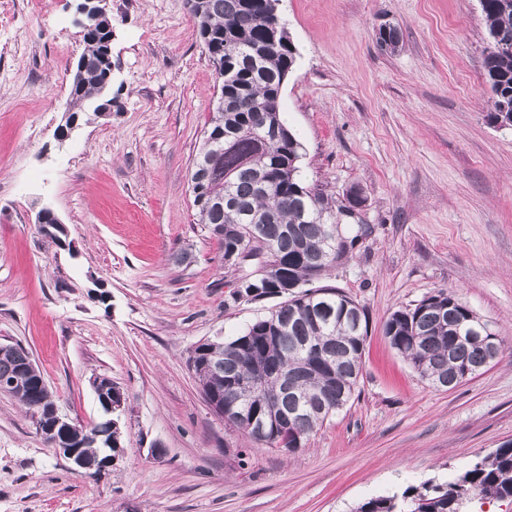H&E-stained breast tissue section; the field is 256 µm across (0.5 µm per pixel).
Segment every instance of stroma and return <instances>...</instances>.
<instances>
[{
  "label": "stroma",
  "instance_id": "35a3bbf8",
  "mask_svg": "<svg viewBox=\"0 0 512 512\" xmlns=\"http://www.w3.org/2000/svg\"><path fill=\"white\" fill-rule=\"evenodd\" d=\"M81 0H11L0 29V344L30 353L70 422L125 398L124 448L75 474L0 393V512H355L447 483L512 442V127L493 119L478 0H280L298 56L282 108L301 174L358 192L366 233L323 285L364 306L369 332L348 405L291 453L258 448L205 401L196 345L230 341L275 299L235 298L192 205L191 171L218 102L186 0H111L112 113L55 138L84 49ZM400 32L397 50L377 42ZM51 207L64 244L35 217ZM439 289L504 341L448 390L421 381L382 327Z\"/></svg>",
  "mask_w": 512,
  "mask_h": 512
}]
</instances>
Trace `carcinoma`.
<instances>
[{
    "mask_svg": "<svg viewBox=\"0 0 512 512\" xmlns=\"http://www.w3.org/2000/svg\"><path fill=\"white\" fill-rule=\"evenodd\" d=\"M266 0H196L199 38L214 70L233 67L224 82V109L208 122L211 145L198 158L208 173L201 197L193 200L199 223L215 233L220 249L236 244L262 256L264 263L299 283L302 291L286 298L250 324L242 335L202 345L194 362L204 392L224 407V421L266 448L303 447L308 436L352 398L362 372L369 322L365 308L335 288L318 285L336 266L342 239L351 229L333 222L340 207L304 185L299 161L302 146L294 133L281 141L272 129L286 128L279 90L297 52L269 49L264 42L269 14ZM488 30L484 58L493 112L512 114V0H479ZM82 71L70 84L69 118L98 117L112 103L110 65L104 63L106 36L97 28L83 32ZM378 43L391 50L400 42L395 27L379 30ZM267 181L271 189L260 188ZM230 198L226 206L222 199ZM384 336L429 386H458L487 365L486 341L502 340L463 301L440 289L412 308L393 311ZM268 376L266 390L247 397L240 384L253 373ZM36 418L37 428L53 425L56 395L23 349H0V384ZM98 402L112 398V380L94 381ZM113 451L109 426L98 422L84 434L81 452L91 459ZM512 499V442L501 445L447 484L425 482L402 495H382L358 505L356 512H461L465 501Z\"/></svg>",
    "mask_w": 512,
    "mask_h": 512,
    "instance_id": "obj_1",
    "label": "carcinoma"
}]
</instances>
